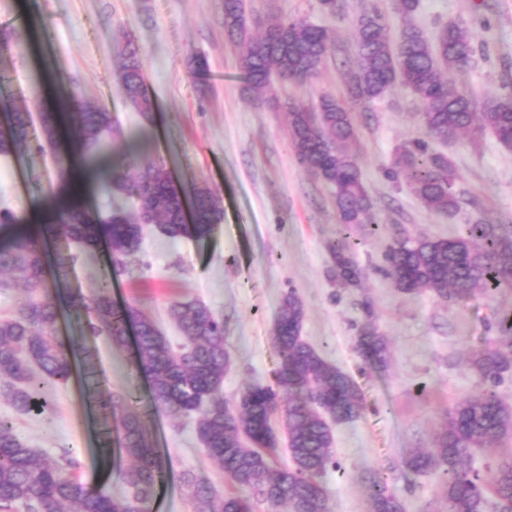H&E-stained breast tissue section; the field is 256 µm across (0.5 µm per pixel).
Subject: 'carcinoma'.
<instances>
[{
  "mask_svg": "<svg viewBox=\"0 0 512 512\" xmlns=\"http://www.w3.org/2000/svg\"><path fill=\"white\" fill-rule=\"evenodd\" d=\"M224 29L240 48L239 68L249 90L263 95L275 82L303 81L318 74L333 42L332 33L305 19L282 20L256 35L243 0H224ZM386 17L378 11L361 14L354 23L355 57L347 79V96L371 101L392 86L410 89L420 103L427 133L440 140L460 135L479 138L491 132L512 149V96L488 93L480 99L462 94L448 73L465 67L474 52V36L458 24L443 27L435 41L413 26L402 30L393 44L386 35ZM123 91L144 120L153 119L139 49L128 42L124 54ZM292 145L300 163L331 189L338 221L343 227L373 224L372 203L361 180L349 144L356 139L354 118L343 99L325 96L318 107L291 105L284 112ZM30 113L14 112L0 132V154L22 146L52 143L64 127L72 128L85 154H96L115 132L104 105L72 104V110H49L41 117L40 134L30 138ZM424 206L436 212L459 209L454 191L455 171L445 155L430 153L416 143L394 160ZM101 180L108 189L119 187L136 199L137 211L148 213L159 231L170 238L210 236L224 217L221 198L200 188L186 198L170 172L156 161H139L134 154L112 158ZM60 233L88 248L106 246L114 268L127 269L138 251L142 225L121 214L97 220L81 207L61 209L44 234ZM347 240L329 245L331 275L357 282ZM387 273L394 288L405 294L429 293L448 301L471 296L489 297L512 288V222L476 220L461 226L455 237H404L387 253ZM16 273L25 288L47 287L44 252L35 238L18 233L0 244V275ZM88 313V333L106 335L118 346L127 329L136 330L132 366L150 378L155 403L173 415L199 413L196 433L207 455L238 488L219 494L192 477L194 512H254L256 494L276 512H330L328 493L320 477L336 467L329 421L350 422L363 410L356 382L325 360L302 336L305 308L290 293L283 300L274 326L273 342L280 364L269 385H247L237 400L224 401V374L231 364L224 347V319L200 303L176 302L171 319L182 333L181 350L138 307L115 304L108 290L77 300ZM60 303L47 294L29 301L16 318L0 319V396L22 413L35 407L37 387L68 381L79 346H65L57 337ZM495 345L478 351L471 367L484 388L457 399L445 414L434 448L406 460L407 468L424 473L445 467L448 482L443 495L448 512H512V455L499 460L489 477L471 467L472 453L493 449L512 437V407L504 404L494 384L512 370V313L498 319ZM357 351L366 362L381 366L387 341L368 323L358 336ZM106 406L116 420L114 442L132 460L120 472L126 491L114 497L86 488L66 472L72 461L49 458L28 446L11 423L0 421V509L22 504L29 512H148V505L171 462L153 448L134 401L110 395ZM284 411L289 463L276 461L279 435L273 417ZM371 512H404L400 500L377 481L371 484Z\"/></svg>",
  "mask_w": 512,
  "mask_h": 512,
  "instance_id": "carcinoma-1",
  "label": "carcinoma"
}]
</instances>
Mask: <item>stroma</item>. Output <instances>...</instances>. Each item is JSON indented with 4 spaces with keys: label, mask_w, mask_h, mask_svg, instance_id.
Here are the masks:
<instances>
[{
    "label": "stroma",
    "mask_w": 512,
    "mask_h": 512,
    "mask_svg": "<svg viewBox=\"0 0 512 512\" xmlns=\"http://www.w3.org/2000/svg\"><path fill=\"white\" fill-rule=\"evenodd\" d=\"M258 26L303 18L328 28L335 42L317 76L303 83L274 84V102L251 100L239 69L237 46L224 32V0H0V126L13 110L39 113L61 96L107 106L116 134L102 156L126 154L139 144L141 158L164 164L185 194L207 187L224 206V220L207 238L171 239L147 226L127 270L111 275L105 248L85 250L64 240H45L50 269H61L58 339L84 341L66 383L47 392L49 409L24 414L0 397V419L48 457H71L89 487L121 495L118 470L129 460L120 451L101 452L111 419L94 403L97 391L133 394L154 446L172 466L150 512H192L183 472L231 491L223 471L205 453L194 416L174 417L155 407L145 378L134 371L130 346L106 337L84 339V311L74 297L110 282L112 297L136 305L172 344L181 334L168 316L170 304L198 301L224 318V345L232 365L224 376L225 400L248 384H270L279 358L273 328L285 296L295 292L306 316L302 335L328 362L357 383L363 412L333 425L337 466L324 484L331 512H370L371 478H378L405 512H448L443 468L414 474L404 459L432 448L444 413L461 396L478 391L468 364L473 352L498 336L500 311L512 309V288L493 298L475 296L443 302L430 294L406 295L385 272L388 246L403 235L452 236L460 224L479 217H512V150L492 134L442 142L422 126L420 104L400 85L381 98L352 103L357 128L352 151L375 205L376 221L344 233L329 189L299 162L283 114L289 105L318 106L321 96H345L347 70L355 54L353 24L381 8L388 36L403 24L435 39L452 22L476 34L470 64L454 71L458 89L477 97L512 94V0H420L408 19L393 13L392 0H338L336 13L320 0H244ZM134 39L154 102L144 123L121 91L127 39ZM199 57L203 69L191 60ZM73 133L44 150L21 148L0 156V208L37 225L52 223L68 200L90 210L135 216L128 194L105 191L92 177L94 160L81 163L79 188L61 185L57 171L72 157ZM448 156L454 164L459 211L428 210L404 179L388 169L396 152L415 143ZM350 236L356 283L332 278L328 244ZM373 323L388 341L383 370L365 364L357 336Z\"/></svg>",
    "instance_id": "35a3bbf8"
}]
</instances>
